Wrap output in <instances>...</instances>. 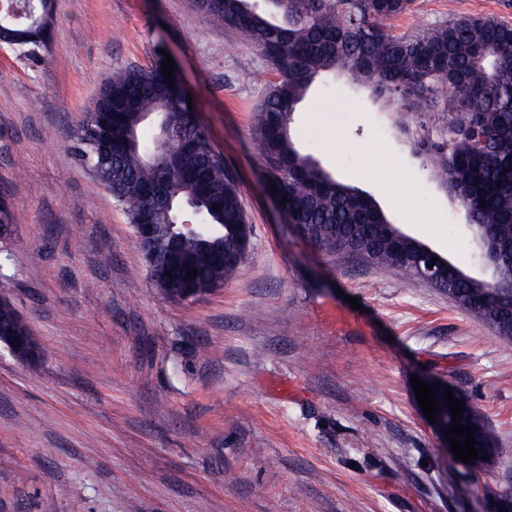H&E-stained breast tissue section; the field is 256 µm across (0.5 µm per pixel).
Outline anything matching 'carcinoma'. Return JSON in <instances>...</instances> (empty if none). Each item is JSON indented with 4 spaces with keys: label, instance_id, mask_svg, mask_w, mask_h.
Segmentation results:
<instances>
[{
    "label": "carcinoma",
    "instance_id": "1",
    "mask_svg": "<svg viewBox=\"0 0 512 512\" xmlns=\"http://www.w3.org/2000/svg\"><path fill=\"white\" fill-rule=\"evenodd\" d=\"M199 12L237 29L273 66L278 79L255 107L252 139L268 179L287 197L289 218L311 224L310 240L329 255L347 252L369 265L410 274L424 244L395 242L398 228L370 195L340 183L303 152L293 129L296 106L320 77L340 76L368 90L394 115L400 132L417 142L431 136L425 165L445 193L461 190L463 214L494 237L503 256H512V25L494 18H456L396 36L387 21L411 9L412 0H194ZM54 3L4 0L0 28L18 40L16 52L41 58L51 42ZM158 63L112 72L104 93L112 99L110 168L96 175L130 223L143 213L154 223L202 224L161 253L147 256L150 278L162 292L186 288L202 294L224 283L237 264L223 253H244L251 225L241 194L224 159L188 109L187 95L167 84ZM423 120L411 129L405 115ZM492 135L496 147H476L473 122ZM92 109L72 136L71 149L86 162L95 149ZM221 208H213V204ZM197 273H192V270ZM444 269L441 291L495 330L512 317L508 268L483 285L458 280ZM0 331L26 336L29 327L9 302L0 303ZM463 426L477 427L478 458L470 471H483L498 449L474 408L464 409Z\"/></svg>",
    "mask_w": 512,
    "mask_h": 512
}]
</instances>
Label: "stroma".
Listing matches in <instances>:
<instances>
[{
  "mask_svg": "<svg viewBox=\"0 0 512 512\" xmlns=\"http://www.w3.org/2000/svg\"><path fill=\"white\" fill-rule=\"evenodd\" d=\"M485 16L512 24V0H414L389 26ZM161 48L252 226L234 276L185 301L153 285L133 224L69 148L112 70ZM275 79L192 0H55L42 60L0 51V195L15 214L0 295L40 345L34 368L0 345V512H488L512 489V340L287 223L250 136ZM294 129L333 178L478 275L461 213L379 101L328 76ZM415 375L481 414L499 448L487 471L456 460Z\"/></svg>",
  "mask_w": 512,
  "mask_h": 512,
  "instance_id": "35a3bbf8",
  "label": "stroma"
}]
</instances>
